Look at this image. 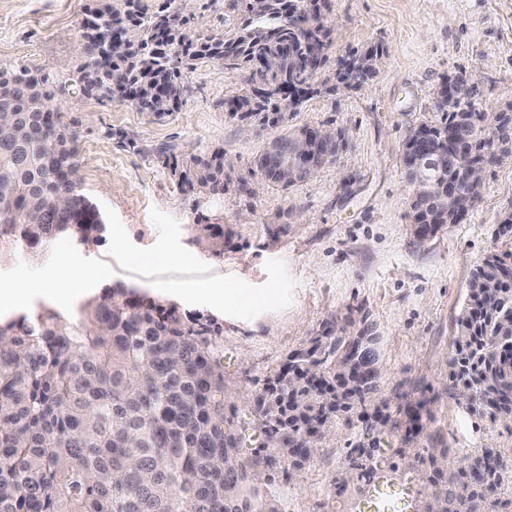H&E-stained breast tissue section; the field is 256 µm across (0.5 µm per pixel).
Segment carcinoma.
I'll return each instance as SVG.
<instances>
[{
  "mask_svg": "<svg viewBox=\"0 0 512 512\" xmlns=\"http://www.w3.org/2000/svg\"><path fill=\"white\" fill-rule=\"evenodd\" d=\"M135 0L109 3L80 23L76 64L87 96L119 98L162 119L188 93L185 73L217 62L245 70L248 90L228 103L245 120L262 116L276 129L302 102L264 93L316 79L327 59L329 0H237L243 22L225 39L185 31L182 3L133 10ZM376 45L338 67L336 84L356 87L377 74ZM62 84L27 67L0 68V247L30 249L58 236L82 244L103 240L105 223L82 192L76 138L50 108ZM438 126L422 125L420 149L445 146L486 168L512 155V109L473 112L439 91ZM345 139L314 137L303 160L331 162ZM178 186L195 197L196 242L224 253V225L200 211L224 197V150L185 154L173 144L152 148ZM280 157L266 149L257 171L278 178ZM480 202L443 208L424 187L411 206L422 238L460 223ZM458 339L448 360V387L458 402L492 421H512V257L486 254L471 272L456 319ZM224 330L214 319L183 317L121 285L91 300L78 320L46 309L0 321V512H284L268 491L266 472L299 469L317 453L310 426L329 434L349 413L378 401L359 373L378 368L375 340L362 342L333 327L291 350L254 398L256 429L265 444L246 454L238 409L228 401ZM430 512H512V461L483 448L491 462L448 472L447 449L420 448ZM355 464L343 484L370 481Z\"/></svg>",
  "mask_w": 512,
  "mask_h": 512,
  "instance_id": "obj_1",
  "label": "carcinoma"
}]
</instances>
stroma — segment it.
<instances>
[{"mask_svg": "<svg viewBox=\"0 0 512 512\" xmlns=\"http://www.w3.org/2000/svg\"><path fill=\"white\" fill-rule=\"evenodd\" d=\"M328 59L322 86L289 126L344 130L334 162L282 188L262 183L254 162L273 136L261 117L229 118L226 101L243 94L244 72L203 63L188 73L190 92L156 120L116 102L88 97L67 84L53 102L77 137L82 191L106 224L101 243L67 237L38 250L0 251V286L24 278H78L106 268L74 289L32 293L22 309H0L11 321L46 309L72 316L104 288L137 289L185 315L213 317L224 328V380L230 399L246 409L263 379L289 351L328 324L378 336L380 387L389 422L364 492L342 487L348 444L370 442L359 421L340 424L314 460L267 480L283 512H413L425 494L420 448L499 450L512 455V423L479 417L448 391V359L470 272L491 252L512 253V231L499 225L512 211V161L488 168L482 198L464 220L418 244L411 231L408 184L401 157L407 131L437 123V91L447 78L473 80L478 112L512 107V0H330ZM101 0H0V66H25L66 76L79 54V23ZM190 26L204 37L237 32L233 0H190ZM380 44L377 75L346 90L326 81L340 58ZM182 152L223 148L233 160L223 199L210 215L230 229L223 255L195 242L191 196L149 149ZM254 183L255 192L240 188ZM253 296L223 306L203 298L198 280Z\"/></svg>", "mask_w": 512, "mask_h": 512, "instance_id": "obj_1", "label": "stroma"}]
</instances>
